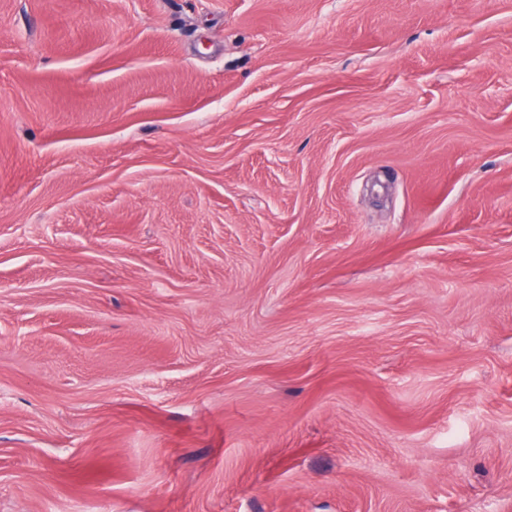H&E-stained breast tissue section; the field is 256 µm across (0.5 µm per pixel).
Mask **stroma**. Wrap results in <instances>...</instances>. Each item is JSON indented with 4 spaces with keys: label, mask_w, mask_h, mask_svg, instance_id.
I'll return each instance as SVG.
<instances>
[{
    "label": "stroma",
    "mask_w": 512,
    "mask_h": 512,
    "mask_svg": "<svg viewBox=\"0 0 512 512\" xmlns=\"http://www.w3.org/2000/svg\"><path fill=\"white\" fill-rule=\"evenodd\" d=\"M0 512H512V0H0Z\"/></svg>",
    "instance_id": "obj_1"
}]
</instances>
